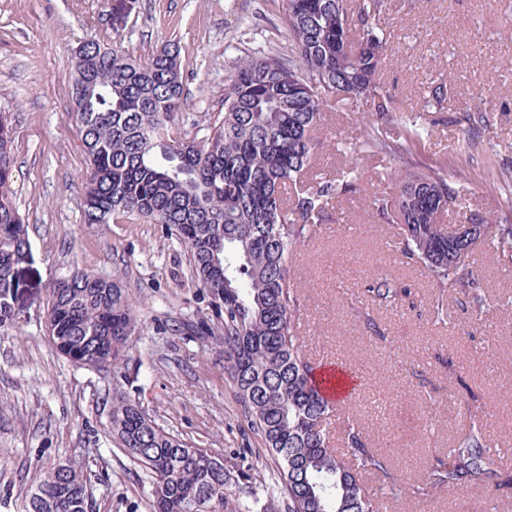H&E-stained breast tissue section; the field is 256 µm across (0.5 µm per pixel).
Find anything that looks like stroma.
Here are the masks:
<instances>
[{
    "label": "stroma",
    "mask_w": 512,
    "mask_h": 512,
    "mask_svg": "<svg viewBox=\"0 0 512 512\" xmlns=\"http://www.w3.org/2000/svg\"><path fill=\"white\" fill-rule=\"evenodd\" d=\"M112 5L0 0V111L12 128L13 202L30 243L18 319L0 328V512H20L43 474L66 464L83 467L96 512H150V486L110 430L116 386L166 431L233 465V499L283 512L276 463L225 378L223 345L184 329L208 300L180 246L159 224L82 221L87 161L70 106L71 58L84 40H112ZM380 25L379 79L391 108L374 126L381 140L409 147L401 158L337 154L334 141L363 138L373 107L331 98L330 140L313 172L350 165L360 178L292 262L305 352L356 374L340 414L357 419L373 447L401 449L397 483L420 480L430 457L476 427L500 451L493 468L512 474V266L476 245L470 266L481 278L480 303L448 295L450 321L434 323L435 288L423 269L403 264L396 228L372 205L391 195L390 170L442 169L458 196L446 224H512V180L492 184L512 170V0H385ZM123 35L141 61L162 41L179 43L188 93L179 125L188 132L223 111L240 56L290 46L283 0H134ZM447 81L452 93L436 102L432 88ZM481 106L484 121L472 125ZM416 128L420 136L411 137ZM75 268L120 277L148 300L120 373L76 365L48 337L49 290ZM377 271L410 290L396 311L364 296ZM370 318L377 331L367 329ZM385 498L383 512H512V492L492 484L422 501Z\"/></svg>",
    "instance_id": "obj_1"
}]
</instances>
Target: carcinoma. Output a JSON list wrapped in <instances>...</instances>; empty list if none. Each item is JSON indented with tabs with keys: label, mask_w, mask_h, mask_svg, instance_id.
<instances>
[{
	"label": "carcinoma",
	"mask_w": 512,
	"mask_h": 512,
	"mask_svg": "<svg viewBox=\"0 0 512 512\" xmlns=\"http://www.w3.org/2000/svg\"><path fill=\"white\" fill-rule=\"evenodd\" d=\"M292 55L247 54L224 93V111L202 135L178 124L187 93L180 47L169 41L144 63L115 39L85 41L73 57L71 111L82 132L89 166L85 224H162L184 249L194 278L209 299L210 315L191 331L224 345V373L251 428L276 456L287 512H379L363 476L394 485L391 455L374 448L357 422L341 431L347 456L332 444L331 413L349 389L347 368L323 372L303 351L297 331L301 304L291 275L296 249L313 237L352 176L321 177L288 198L323 145L315 136L328 100L356 87L378 114L389 96L378 80L380 57L357 51L363 42L384 49L377 21L383 0H283ZM401 155L403 143L380 144L367 133L353 151ZM11 128L0 113V327L13 323L29 255L27 229L13 205ZM398 193L374 200L395 223L408 265L423 267L438 290L431 318L447 324L445 293L467 297L479 288L470 269L476 244L488 241L512 263V224H480L462 242L442 217L456 203L444 172L411 173ZM366 292L379 306L399 304L406 290L377 274ZM144 304L120 278L79 268L58 280L47 302L53 343L82 346L87 367L106 358L117 368ZM110 425L120 446L151 486L152 512H250L229 497L233 473L224 460L166 432L124 392L112 394ZM479 428L426 463L424 477L404 486L408 499L481 485L490 471ZM83 468L44 474L21 512H94Z\"/></svg>",
	"instance_id": "carcinoma-1"
}]
</instances>
